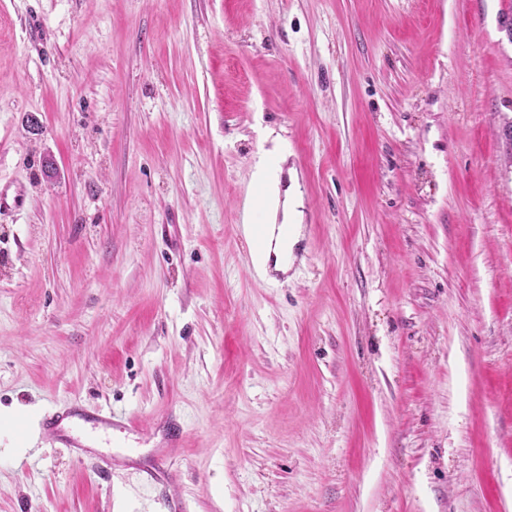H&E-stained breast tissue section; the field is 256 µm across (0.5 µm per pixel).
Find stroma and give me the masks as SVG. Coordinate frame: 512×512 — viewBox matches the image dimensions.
<instances>
[{"mask_svg": "<svg viewBox=\"0 0 512 512\" xmlns=\"http://www.w3.org/2000/svg\"><path fill=\"white\" fill-rule=\"evenodd\" d=\"M511 6L0 0V512H512ZM287 224L290 227V234L289 237H285L282 233L281 228H277V231H275V236H277V245L274 249V255H275V266L277 270H281L283 272L288 271L290 267V262L293 254V249L297 241L299 240V233H300V227H298L299 224L295 223H283ZM279 232V234H278ZM288 245V252H284L280 247ZM81 422L91 423L94 429L106 432L112 431L113 427L127 432L135 429L130 419L119 417L111 410L97 411L92 416H85L80 410L69 408L62 412H55L45 420L49 430L61 437L69 448H74L79 458L87 452L85 448H92Z\"/></svg>", "mask_w": 512, "mask_h": 512, "instance_id": "obj_1", "label": "stroma"}]
</instances>
